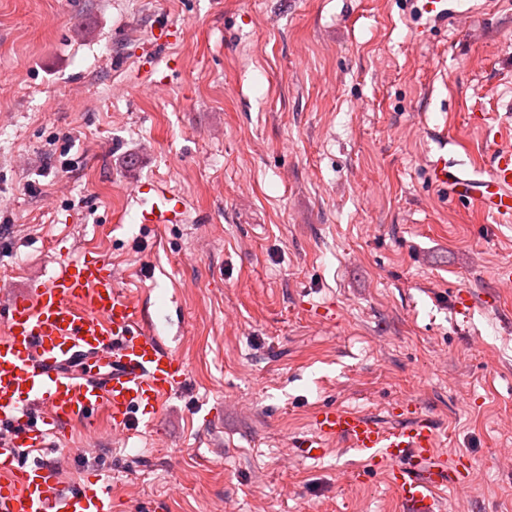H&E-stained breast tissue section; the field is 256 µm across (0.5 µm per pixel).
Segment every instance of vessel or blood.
Returning a JSON list of instances; mask_svg holds the SVG:
<instances>
[{"label": "vessel or blood", "instance_id": "1", "mask_svg": "<svg viewBox=\"0 0 512 512\" xmlns=\"http://www.w3.org/2000/svg\"><path fill=\"white\" fill-rule=\"evenodd\" d=\"M431 20L455 15L453 0H421ZM436 182L481 214L512 223V149H495L488 168L468 173L447 158L431 164ZM144 224H173L185 210L182 197L149 179L136 183ZM0 512H112L107 485L65 488L57 468L26 461L22 449L42 451L78 420L109 418L127 434L161 412L187 377L183 361L150 329L146 317L112 276L103 256L62 257L50 279L25 295L0 300ZM108 359L106 373H80V364ZM47 413V429L33 424V406ZM346 443L384 479L406 512H440L438 492L466 488L462 459L450 460L436 444L430 420L412 417L382 426L340 407L320 409L314 433L295 442L297 456L324 455L330 440Z\"/></svg>", "mask_w": 512, "mask_h": 512}]
</instances>
